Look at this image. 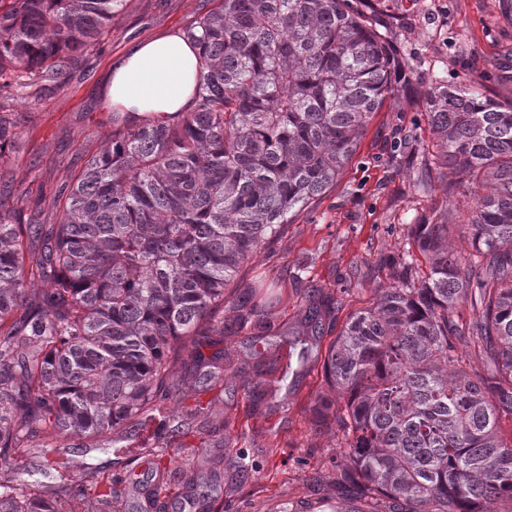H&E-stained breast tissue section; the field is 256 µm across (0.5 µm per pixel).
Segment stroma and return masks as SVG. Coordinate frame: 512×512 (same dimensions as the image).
Returning a JSON list of instances; mask_svg holds the SVG:
<instances>
[{"label":"stroma","instance_id":"obj_1","mask_svg":"<svg viewBox=\"0 0 512 512\" xmlns=\"http://www.w3.org/2000/svg\"><path fill=\"white\" fill-rule=\"evenodd\" d=\"M379 17L392 24L391 41L405 71L451 84L478 83L495 99L512 101V20L499 0H373ZM216 0H124L101 54L70 73L63 87L36 100L16 102L20 136L12 161L0 168V192L26 213L52 223L58 187L78 173L88 151L112 128V110L101 95L115 58L132 43L162 30H184ZM431 144L421 91L404 88L373 114L367 131L335 186L289 224L286 235L258 252L243 279L257 283V297L272 314L266 337L250 330L229 337L228 351L274 361L265 384L274 392L270 411H258L243 377L195 385L175 370L168 400L175 412L196 402L219 401L224 409L226 483L224 512H330L336 502V450L331 436L316 429L312 409L328 387L323 364L328 345L347 316L369 306L385 283L379 261L397 253L407 227L447 211L452 223H468L474 189L445 194L434 183L426 194L412 192L410 176L398 165L404 135ZM330 293L336 310L324 335L296 343L291 329L309 287ZM256 471L235 486L238 451ZM62 466L84 462L112 476L132 475L143 489L158 477L149 453L134 466L79 440L58 442L50 454Z\"/></svg>","mask_w":512,"mask_h":512}]
</instances>
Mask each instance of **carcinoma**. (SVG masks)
<instances>
[{
  "instance_id": "1",
  "label": "carcinoma",
  "mask_w": 512,
  "mask_h": 512,
  "mask_svg": "<svg viewBox=\"0 0 512 512\" xmlns=\"http://www.w3.org/2000/svg\"><path fill=\"white\" fill-rule=\"evenodd\" d=\"M121 2L0 0V163L19 138L15 102L97 56ZM362 2L218 0L185 30L199 48L188 111L112 126L56 191L57 223L0 198V512H112L119 479L45 455L33 472L49 481L17 483L22 449L77 438L118 455L134 436L154 448L184 434L168 405L175 365L198 382L249 365L220 348L267 329L243 270L336 183L400 92L389 26ZM424 97L435 151L415 190L451 175L485 193L463 225L466 255L448 247V214L409 225L392 284L329 345L313 422L338 439L334 512L366 499L370 512H512V438L500 431L512 420V103L436 80ZM231 286L241 292L226 301ZM332 308L311 289L293 335H323ZM271 365H249L252 398ZM184 417L224 411L210 402ZM223 462L218 452L208 470L170 473L153 461L150 504L162 508L173 484L221 512ZM90 480L103 488L92 499Z\"/></svg>"
}]
</instances>
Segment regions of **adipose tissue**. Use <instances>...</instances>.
<instances>
[{"instance_id":"ef3b65f1","label":"adipose tissue","mask_w":512,"mask_h":512,"mask_svg":"<svg viewBox=\"0 0 512 512\" xmlns=\"http://www.w3.org/2000/svg\"><path fill=\"white\" fill-rule=\"evenodd\" d=\"M198 51L181 33L137 41L112 67L102 95L113 111L132 116L187 111L193 104Z\"/></svg>"}]
</instances>
